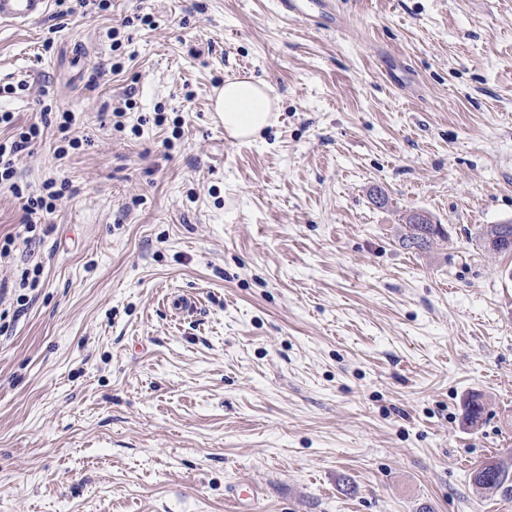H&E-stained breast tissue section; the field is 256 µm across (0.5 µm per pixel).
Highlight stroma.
Instances as JSON below:
<instances>
[{
    "label": "stroma",
    "mask_w": 512,
    "mask_h": 512,
    "mask_svg": "<svg viewBox=\"0 0 512 512\" xmlns=\"http://www.w3.org/2000/svg\"><path fill=\"white\" fill-rule=\"evenodd\" d=\"M336 2L333 32L270 0L0 27V140L45 84L83 137L20 157L23 194L68 185L36 243L0 186V512H512L469 480L512 453V253L478 241L512 222V0ZM229 79L279 99L257 141L207 109ZM414 212L447 240L405 247Z\"/></svg>",
    "instance_id": "stroma-1"
}]
</instances>
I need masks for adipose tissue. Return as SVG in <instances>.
I'll list each match as a JSON object with an SVG mask.
<instances>
[{"label":"adipose tissue","mask_w":512,"mask_h":512,"mask_svg":"<svg viewBox=\"0 0 512 512\" xmlns=\"http://www.w3.org/2000/svg\"><path fill=\"white\" fill-rule=\"evenodd\" d=\"M275 109L267 87L249 79L225 82L216 106L228 134L246 141L255 139L273 124Z\"/></svg>","instance_id":"obj_1"}]
</instances>
